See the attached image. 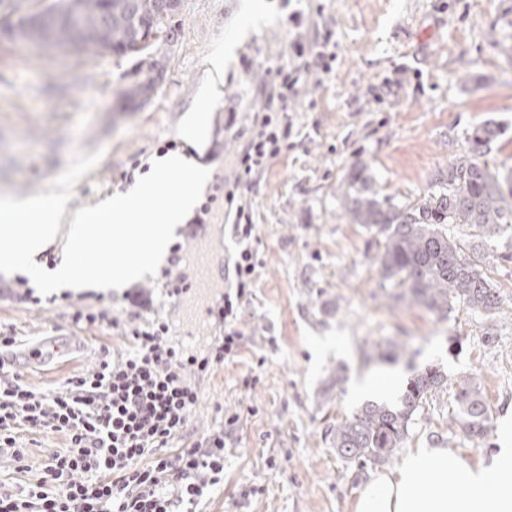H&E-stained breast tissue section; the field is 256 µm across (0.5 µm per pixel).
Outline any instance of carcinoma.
Masks as SVG:
<instances>
[{
  "label": "carcinoma",
  "instance_id": "1",
  "mask_svg": "<svg viewBox=\"0 0 512 512\" xmlns=\"http://www.w3.org/2000/svg\"><path fill=\"white\" fill-rule=\"evenodd\" d=\"M84 24L74 30L84 46L112 47L128 53L131 41L162 30L159 0H80ZM502 135L492 121L476 127L467 150L448 165V177L412 205L384 206L372 185L361 181L356 196H344L346 216L382 236L376 257L382 282L399 288L400 298L426 308L440 319L455 305L491 312L499 306L496 288L485 272L480 239L512 226V169H490L485 150ZM449 224H469L477 244L465 249L448 236ZM448 386V375L430 365L411 379L399 404L368 403L332 429L339 457L380 465L405 447L410 425L429 397ZM451 420L472 438L487 434L488 409L478 387L469 383L454 394Z\"/></svg>",
  "mask_w": 512,
  "mask_h": 512
}]
</instances>
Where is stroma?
Here are the masks:
<instances>
[{
    "label": "stroma",
    "instance_id": "obj_1",
    "mask_svg": "<svg viewBox=\"0 0 512 512\" xmlns=\"http://www.w3.org/2000/svg\"><path fill=\"white\" fill-rule=\"evenodd\" d=\"M264 19L238 41L242 0H181L153 47L120 55L94 47L79 52L0 38V194L30 197L68 166L74 152L103 150L73 187L69 211L94 206L133 186V165H151L165 148L192 154L180 130L187 112L212 82L211 61L224 59L221 96L210 106L202 161L211 174L203 191L213 210L205 234L186 219L176 241L187 256L205 254L223 277L236 249L225 225V182L252 118L266 100L270 70L287 63L293 12L309 38L330 35L336 60L311 76L288 103L296 135L288 151L244 188L250 198L262 268L242 304L244 345L234 361L200 381L201 400L187 441L215 428L219 409L243 421L224 459V485L204 499L203 512H352L375 466L340 458L330 430L362 406L354 387L370 370H395L401 382L431 365L449 386L416 418L409 447L442 446L469 463L498 446L500 419L512 411V229L485 240L484 265L500 292L492 312L456 308L440 319L383 287L376 257L382 240L351 223L341 195L352 175L375 182L390 205L420 200L464 153L467 137L495 120L502 136L486 154L490 166L512 167V0H262ZM164 56L160 84L130 101L137 71ZM191 286L178 305L157 317L175 332L219 336L208 314L218 288L199 287L196 266H172ZM167 273V274H170ZM166 273L145 276L143 290L164 287ZM118 291H71L51 306L20 302L0 285V327L19 339L9 370L41 390L91 369L110 331L77 329L69 315L92 305L121 314ZM401 343L406 353L390 358ZM50 356L27 360L32 347ZM255 378L252 387L244 377ZM479 386L489 412L486 437L471 439L452 425V391ZM28 471L0 456V483L26 488L61 434H24Z\"/></svg>",
    "mask_w": 512,
    "mask_h": 512
}]
</instances>
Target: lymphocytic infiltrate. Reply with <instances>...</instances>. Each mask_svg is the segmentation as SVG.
Wrapping results in <instances>:
<instances>
[{
  "label": "lymphocytic infiltrate",
  "mask_w": 512,
  "mask_h": 512,
  "mask_svg": "<svg viewBox=\"0 0 512 512\" xmlns=\"http://www.w3.org/2000/svg\"><path fill=\"white\" fill-rule=\"evenodd\" d=\"M291 21V56L273 73L270 101L255 113L224 193L239 248L214 312L223 336L203 353H189L168 322L152 317V294L137 291L126 296V318L108 308H79L71 315L75 326L111 329L124 340V355L102 356L95 369L67 377L57 391L31 388L0 368V447L11 450L18 470L26 468L20 433L66 438L27 489L0 486V512H180L223 484L240 413L225 414L222 430L189 447L171 443L201 400L200 378L233 361L243 347L239 309L253 293L261 261L252 206L240 188L291 145L294 127L279 105L299 95L303 78L330 72L336 59L330 39L310 43L301 15L292 14Z\"/></svg>",
  "instance_id": "f902f5d3"
}]
</instances>
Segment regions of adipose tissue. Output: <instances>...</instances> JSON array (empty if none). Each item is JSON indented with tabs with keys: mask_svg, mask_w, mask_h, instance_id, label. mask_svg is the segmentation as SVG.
Wrapping results in <instances>:
<instances>
[{
	"mask_svg": "<svg viewBox=\"0 0 512 512\" xmlns=\"http://www.w3.org/2000/svg\"><path fill=\"white\" fill-rule=\"evenodd\" d=\"M499 447L470 464L447 448H417L400 465L372 475L354 512H512V413L503 416Z\"/></svg>",
	"mask_w": 512,
	"mask_h": 512,
	"instance_id": "obj_1",
	"label": "adipose tissue"
}]
</instances>
